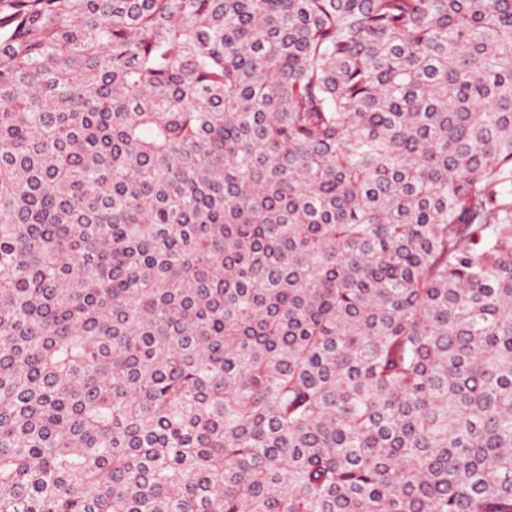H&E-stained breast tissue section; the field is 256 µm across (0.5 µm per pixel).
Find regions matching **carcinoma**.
<instances>
[{
	"instance_id": "cac0c4a2",
	"label": "carcinoma",
	"mask_w": 512,
	"mask_h": 512,
	"mask_svg": "<svg viewBox=\"0 0 512 512\" xmlns=\"http://www.w3.org/2000/svg\"><path fill=\"white\" fill-rule=\"evenodd\" d=\"M512 0H0V512H512Z\"/></svg>"
}]
</instances>
